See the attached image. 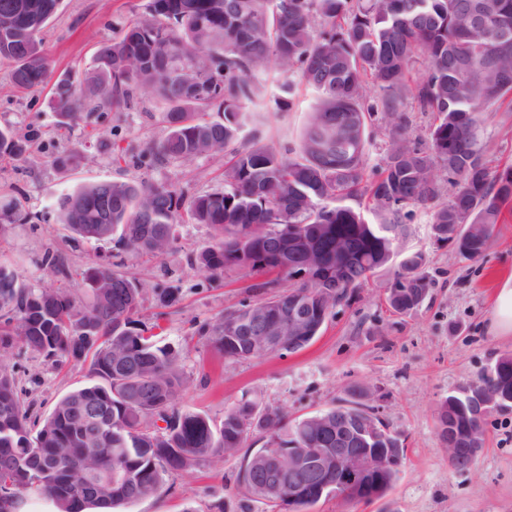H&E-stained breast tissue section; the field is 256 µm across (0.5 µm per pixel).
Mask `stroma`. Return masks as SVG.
<instances>
[{
  "mask_svg": "<svg viewBox=\"0 0 512 512\" xmlns=\"http://www.w3.org/2000/svg\"><path fill=\"white\" fill-rule=\"evenodd\" d=\"M146 0H61L41 33L42 49L55 74L81 82L94 53L116 38ZM49 90L17 91L7 66H0V126L28 135L33 142L25 160L0 158V203L21 201L31 221L0 224V264L20 281L39 287L82 289V271L92 260L115 252L108 245L68 236L60 223L58 200L88 180L179 182L187 195L224 187V156L211 153L186 166L140 165L132 155L164 136L160 105L150 91L124 112H97L72 126L49 102ZM293 107L266 112V131L277 150L295 147L313 101L296 86ZM492 163L512 162V112H490L483 130ZM76 153L74 166H54L56 156ZM428 209L417 206L405 250L423 252L431 280L427 298L410 314L396 315L384 303L385 280L378 277L358 290L349 304L336 307L322 331L305 349L235 362L217 353L197 330L248 301L256 276L228 271L224 284L212 286L206 271L187 257L211 241L205 224L177 225L175 249L162 257L122 255L123 268L148 286L140 318L157 338L181 353L186 385L177 399L184 412L222 421L224 411L242 397L278 407L298 419L352 401L363 387L379 389V412L406 443V457L386 494L372 502L332 495L311 512H512V412L485 424L486 445L472 467L457 471L437 435L440 403L458 386L477 377L501 355L512 354V335L491 329L494 296L512 276V218L497 225L482 259H460L452 244L436 242ZM64 259L68 277L53 274L46 252ZM176 285L180 301L160 308L156 287ZM0 364L13 371L20 397L45 418L65 394L91 381L89 366L54 364L26 352L20 343L0 346ZM239 458L200 464L165 476L151 498L120 506L119 512H263L260 503L238 490Z\"/></svg>",
  "mask_w": 512,
  "mask_h": 512,
  "instance_id": "obj_1",
  "label": "stroma"
}]
</instances>
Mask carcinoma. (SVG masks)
<instances>
[{
  "label": "carcinoma",
  "mask_w": 512,
  "mask_h": 512,
  "mask_svg": "<svg viewBox=\"0 0 512 512\" xmlns=\"http://www.w3.org/2000/svg\"><path fill=\"white\" fill-rule=\"evenodd\" d=\"M470 0H147L122 34L101 47L84 84L51 81L40 33L60 0H0L14 32L0 36V62L20 91L51 86L56 111L120 112L147 88L162 104L165 136L144 145L152 164L185 165L222 152L224 190L187 196L177 182L92 181L60 199L61 224L75 239L115 243L161 257L174 249L176 225L208 224L216 236L189 257L221 281L224 270L260 273L271 288L307 264L319 281L249 301L201 326L224 357H261L239 332L251 311L288 318L314 288L354 292L382 272L398 314L416 309L430 282L423 253L402 252L410 234L408 206L430 210L438 242L464 259L484 255L495 227L512 216V164L490 167L481 139L487 112L512 110V0H477L489 32L475 30ZM196 80L178 72V56ZM424 74L408 76L417 61ZM282 79L273 108L286 112L302 84L316 94L296 147L280 152L257 134L241 137L246 112L262 93L259 76ZM433 117L426 144L411 140L409 112ZM223 119L211 120L209 113ZM391 117L383 165L366 176L369 129ZM23 139L0 128V156L21 159ZM452 187L443 199V182ZM370 212L369 222L364 212ZM483 237L473 239L468 225ZM88 299L68 289L34 288L0 265V345L19 338L25 349L56 361H90L96 382L63 396L32 428L15 380L0 367V512H19L33 492L51 495L58 512H96L156 495L166 474L224 459L250 433H268L278 447L334 448L323 423L336 408L291 421L280 408L243 397L221 425L175 403L184 386L180 352L160 345L139 319L145 284L95 261L83 271ZM478 381L512 394V355L499 357ZM476 425L469 398L457 390L441 402L443 447ZM101 448L90 474L85 460ZM236 482L272 512H303L318 502L312 486L275 490L255 475L263 464L245 455ZM397 469L382 471L348 498L381 497Z\"/></svg>",
  "instance_id": "obj_1"
}]
</instances>
